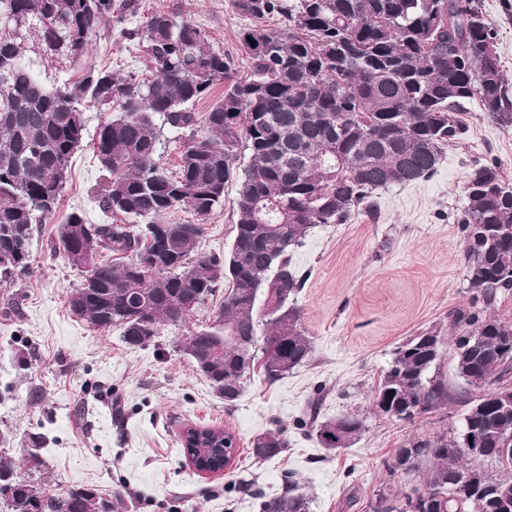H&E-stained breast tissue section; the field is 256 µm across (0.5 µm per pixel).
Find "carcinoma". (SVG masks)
<instances>
[{"instance_id": "carcinoma-1", "label": "carcinoma", "mask_w": 512, "mask_h": 512, "mask_svg": "<svg viewBox=\"0 0 512 512\" xmlns=\"http://www.w3.org/2000/svg\"><path fill=\"white\" fill-rule=\"evenodd\" d=\"M130 7L128 0H0V285L30 269L33 227L54 212L87 106L116 113L96 141L108 173L99 205L113 223L90 224L72 212L59 225L64 259L74 251L85 259L70 264L84 273L70 310L95 331L116 327L125 344L143 346L163 326H184L229 283L212 320L188 331L182 348L231 405L256 364L274 382L313 356L296 306L308 273L292 262L309 230L345 224L374 208L378 191L432 176L445 147L466 133L464 103L477 99L489 117L508 123L512 95L477 0H232L242 16L276 20L241 32L252 70L245 80L197 25L156 12L127 33L143 43L148 75L90 68L75 83L63 78L86 54L89 36ZM220 81L224 95L196 112ZM158 117L189 132L176 173L160 161ZM241 144L250 154L243 167ZM232 182L237 224L224 256L200 252L202 225L165 222L180 207L209 215ZM464 192L460 231L472 297L448 312L456 383L440 373L445 337L431 329L396 347L373 395L374 412L401 422L462 406L461 427L395 449L389 476L425 467L428 476L419 488L380 486L375 496L386 512H402L412 499L418 512H472L473 496L481 512H512V320L492 311L512 289V181L483 165L468 174ZM103 251L115 259L99 258ZM154 254L157 264L143 268ZM315 429L322 447L340 450L365 423L348 414ZM182 436L199 471L223 466L224 449L238 447L219 427H188ZM286 448L279 426L257 436L251 454L268 460ZM19 469L0 451L8 512L123 508L121 498L89 486L49 495ZM309 510L293 473L261 504V512Z\"/></svg>"}]
</instances>
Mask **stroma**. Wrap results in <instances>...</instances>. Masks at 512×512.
Returning <instances> with one entry per match:
<instances>
[{
  "mask_svg": "<svg viewBox=\"0 0 512 512\" xmlns=\"http://www.w3.org/2000/svg\"><path fill=\"white\" fill-rule=\"evenodd\" d=\"M131 3L123 23L92 34L70 80L102 66L144 74L145 53L121 31L141 28L154 12L199 26L213 49L232 59L237 77H250L239 35L252 21L230 0ZM479 6L512 81V0H479ZM85 117L57 208L34 229L30 273L0 286V431L7 434L0 450L21 460L40 444L42 465L30 479L56 494L93 486L122 496L127 512H260L261 499L280 493L291 472L305 483L311 512H369L374 490L389 480L395 448L459 425V406L402 423L373 414L371 397L395 347L424 330H447L449 310L468 304L459 232L464 185L472 168L488 164L512 181V125L469 101L468 131L446 147L432 177L380 192L375 210H359L348 223L314 227L293 255L309 273L298 305L313 356L275 382L253 373L230 406L181 349L212 306L198 309L185 327H163L143 347L123 343L119 330H92L70 311L68 296L82 275L58 252L57 228L74 211L91 224L112 221L95 196L105 173L94 152L110 115L93 108ZM235 199L231 184L223 206L207 217L181 207L167 220L202 223L201 252L221 255L234 238ZM319 392L324 398L314 412L310 402ZM349 413L364 418L362 436L345 450L321 448L309 417L322 422ZM189 425L233 432L239 441L233 467L211 476L195 470L180 443ZM278 425L288 429V452L266 461L249 456L252 440ZM242 473L254 478L253 487L237 488Z\"/></svg>",
  "mask_w": 512,
  "mask_h": 512,
  "instance_id": "1",
  "label": "stroma"
}]
</instances>
